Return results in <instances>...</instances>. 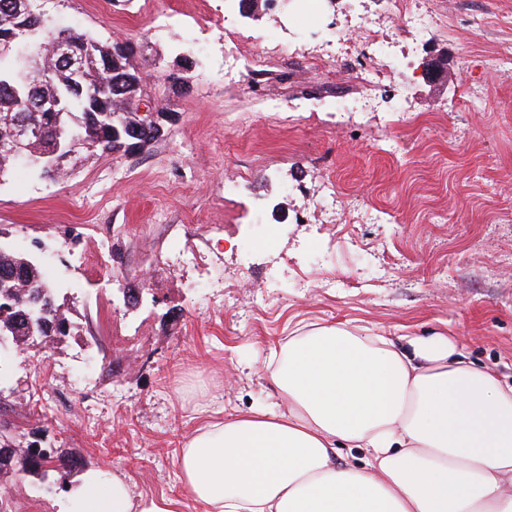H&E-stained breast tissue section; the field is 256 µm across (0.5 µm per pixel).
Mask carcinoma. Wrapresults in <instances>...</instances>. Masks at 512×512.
I'll return each mask as SVG.
<instances>
[{
  "label": "carcinoma",
  "mask_w": 512,
  "mask_h": 512,
  "mask_svg": "<svg viewBox=\"0 0 512 512\" xmlns=\"http://www.w3.org/2000/svg\"><path fill=\"white\" fill-rule=\"evenodd\" d=\"M12 0H0V37H16L15 49L8 54H0V140L8 138L16 129V122L24 121L39 131L30 147L34 151L47 152L55 145L58 131L76 138L80 152L88 155L110 153L125 156L128 153L124 129L137 127L141 117L135 111L126 112L124 124L112 126V113L123 100L140 96L145 91L143 78L129 61L130 53H116L114 44L101 43L72 29L50 30L45 25L43 15L34 18H21L11 8ZM68 36L72 50L81 53L85 45H94V52L84 58V90L71 89L72 71L68 62L50 56L52 64L49 78L32 77L26 82L17 80L23 67V58L29 44L43 43L49 47L60 34ZM60 94L64 98L61 112L25 111L26 102L32 98H50ZM16 277L10 285H44L41 267L31 256L20 254L12 249L0 247V275ZM67 318L61 306L55 305L50 313L42 316L37 336H66L69 329L62 327ZM51 468H42V462L22 455L5 460L0 459V472L8 468L14 459H19L24 471L41 478H53L65 483L71 472L81 466V460L57 448L47 449Z\"/></svg>",
  "instance_id": "carcinoma-1"
}]
</instances>
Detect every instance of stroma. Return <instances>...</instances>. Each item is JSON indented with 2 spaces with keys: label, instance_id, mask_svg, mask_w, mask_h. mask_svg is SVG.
<instances>
[{
  "label": "stroma",
  "instance_id": "35a3bbf8",
  "mask_svg": "<svg viewBox=\"0 0 512 512\" xmlns=\"http://www.w3.org/2000/svg\"><path fill=\"white\" fill-rule=\"evenodd\" d=\"M41 4L55 28L133 45L163 135L64 178H0V242L43 263L79 255L53 281L69 335L0 361V434L175 497L202 409L279 403L265 360L296 330L442 333L512 385V75L492 65L512 50V0H422L423 34L388 0H330L313 39L295 0L260 4L237 23L266 64L229 82L224 0ZM178 67L187 86L167 79ZM396 91L406 111L367 108ZM351 100L365 111L331 122ZM174 248L196 263H172ZM76 485L11 470L0 512H68Z\"/></svg>",
  "mask_w": 512,
  "mask_h": 512
}]
</instances>
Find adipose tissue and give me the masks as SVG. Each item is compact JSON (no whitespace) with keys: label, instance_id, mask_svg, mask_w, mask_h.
<instances>
[{"label":"adipose tissue","instance_id":"obj_1","mask_svg":"<svg viewBox=\"0 0 512 512\" xmlns=\"http://www.w3.org/2000/svg\"><path fill=\"white\" fill-rule=\"evenodd\" d=\"M408 352L336 326L289 337L266 371L284 407L197 428L177 459L179 498H133L88 469L71 512H512V387L455 341ZM360 450L356 465L339 447Z\"/></svg>","mask_w":512,"mask_h":512}]
</instances>
